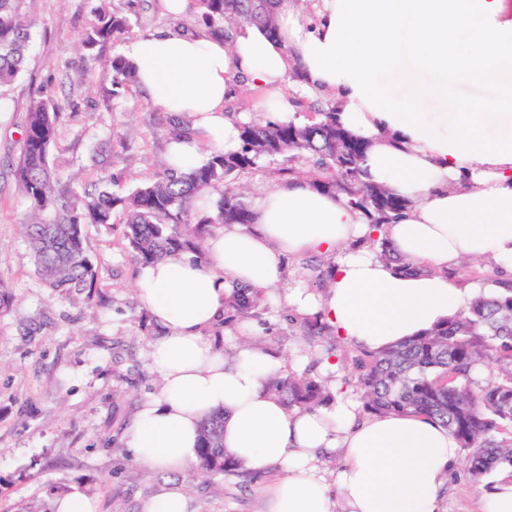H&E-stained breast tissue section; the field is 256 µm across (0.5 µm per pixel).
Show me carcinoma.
<instances>
[{
    "instance_id": "obj_1",
    "label": "carcinoma",
    "mask_w": 512,
    "mask_h": 512,
    "mask_svg": "<svg viewBox=\"0 0 512 512\" xmlns=\"http://www.w3.org/2000/svg\"><path fill=\"white\" fill-rule=\"evenodd\" d=\"M19 0H0V86L23 71L30 24L19 13ZM203 20L212 33L233 43L244 25L277 32L272 0H200ZM129 29L124 14L98 8L83 37L92 50L119 41ZM113 94L135 81L130 65L114 57L110 65ZM58 107L39 102L27 112L14 176L29 204L24 236L35 271L54 298L69 299L92 286L96 267L85 247V227L110 225L119 208L124 214V238L134 261L147 266L183 250L202 253L215 224L253 223V211L234 183L242 174L265 172V162L282 159L281 171L304 172L319 190L338 192L372 224L385 223L408 203L387 189L362 180L360 161L365 144L336 124V104L312 113L305 122L250 121L240 125L241 147L213 153L201 164L175 172L162 162L154 178L132 190L115 188L112 176L71 196L55 178L52 153ZM216 191L213 211L200 215L195 201ZM260 290L242 288L227 304L224 326L260 317ZM300 322L311 341L331 334L317 317ZM332 345H317L305 370L272 382V390L288 409H310L327 397L318 369L335 355ZM351 378L369 414L413 413L439 421L465 452V472L482 483L503 463L512 465V282L496 295L480 296L447 322L380 352L362 351L353 360ZM224 451V416L206 418L200 430L198 464L187 473L193 483L215 476L252 477Z\"/></svg>"
}]
</instances>
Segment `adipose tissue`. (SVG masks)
Listing matches in <instances>:
<instances>
[{"label": "adipose tissue", "instance_id": "adipose-tissue-1", "mask_svg": "<svg viewBox=\"0 0 512 512\" xmlns=\"http://www.w3.org/2000/svg\"><path fill=\"white\" fill-rule=\"evenodd\" d=\"M275 13L274 39L246 25L228 47L203 26L119 45L148 103L191 121L170 162L185 170L205 151L238 150L240 126L224 114L234 77L275 91L294 70L302 91L331 93L337 123L366 142L365 180L409 206L376 232L344 195L292 178L256 199L254 224L213 232L204 256L178 252L143 267L136 292L163 331L150 350L159 386L126 446L144 466L182 471L197 460L202 419L220 411L228 454L284 474L267 512H332L335 494L341 512H439L460 459L446 427L415 414L360 415L333 360L323 366L331 400L287 409L269 390L287 366L263 327L251 325L230 357L210 331L248 285L281 292L294 314L320 316L346 345L378 352L473 301L448 276L462 262L489 259L512 277V16L505 0H317L310 14L278 0ZM465 84L492 92L467 97ZM383 243L426 271L380 261ZM305 253L331 260L323 292L282 286L285 260ZM334 455L342 464L331 486L316 463Z\"/></svg>", "mask_w": 512, "mask_h": 512}]
</instances>
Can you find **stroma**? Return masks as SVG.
Masks as SVG:
<instances>
[{
    "label": "stroma",
    "instance_id": "1",
    "mask_svg": "<svg viewBox=\"0 0 512 512\" xmlns=\"http://www.w3.org/2000/svg\"><path fill=\"white\" fill-rule=\"evenodd\" d=\"M103 5L129 18L130 35L173 26L193 31L199 13L172 18L159 0H20L32 23L25 72L0 86V280L14 303L0 313V512L40 507L80 489L96 512H142L167 473L138 463L122 442L125 428L158 379L147 354L158 336L136 293L141 268L130 258L121 215L86 229L97 270L94 288L69 300L49 297L23 235L28 204L11 162L25 114L37 101L61 109L53 156L63 183L82 193L97 169L96 150L112 157V173L131 189L153 176L173 130L136 85L113 93L110 43L82 44L93 10ZM268 339L291 371L302 372L310 345L266 299ZM277 473L245 483L228 477L187 485L192 512H266Z\"/></svg>",
    "mask_w": 512,
    "mask_h": 512
}]
</instances>
